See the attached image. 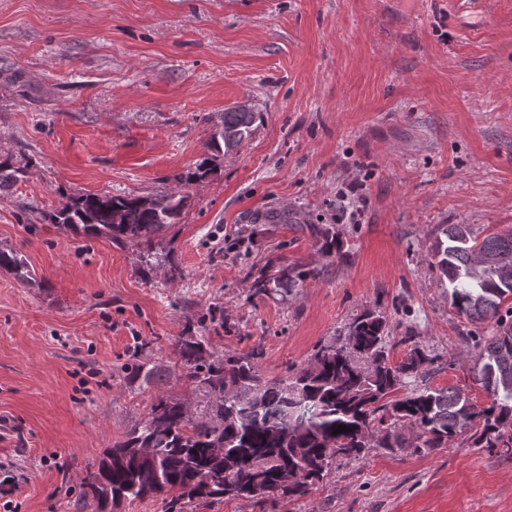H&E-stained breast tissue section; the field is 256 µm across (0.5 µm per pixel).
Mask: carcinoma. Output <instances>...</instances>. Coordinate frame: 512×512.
<instances>
[{"instance_id": "obj_1", "label": "carcinoma", "mask_w": 512, "mask_h": 512, "mask_svg": "<svg viewBox=\"0 0 512 512\" xmlns=\"http://www.w3.org/2000/svg\"><path fill=\"white\" fill-rule=\"evenodd\" d=\"M262 114L231 107L206 143L210 156L196 171L180 177L191 182L203 177L210 161L237 149L251 138ZM187 197L170 193L152 198L87 194L73 199L51 216L88 237L115 243L150 242L169 224H176ZM494 258L489 270L478 264L477 253ZM437 283L453 309L472 323L495 321L490 336L467 337L472 370L490 397L484 407L455 389L416 388L401 399L388 397L408 379L423 373L429 361L425 350L413 347L397 365L386 351L383 316L365 312L349 326L344 345H323L314 354L317 367L299 370L289 381L265 380L257 366L262 351L214 359L201 336H182L174 344L186 377L212 395V416L198 421L187 415L184 403L162 396L144 421L122 441L104 452L97 470L84 480L95 501L119 494L126 500L170 497L166 512H181L184 497L228 496L254 498L256 482L267 484L276 497H302L309 486L328 474L336 459H359L367 448H396L418 453L441 448L469 431L483 448L512 454V307L500 314L512 294V232L477 241L465 224H442L432 244ZM0 269L22 281L29 279L26 260L15 251L0 249ZM307 273L270 262L257 271L252 295L286 291L305 281ZM379 433L369 432L373 421ZM344 425L345 433L333 434ZM418 433L410 441L401 430ZM224 449V460L240 461L229 486H210V450ZM127 448H152L147 461L125 453ZM300 467L303 481L281 486L283 470Z\"/></svg>"}]
</instances>
